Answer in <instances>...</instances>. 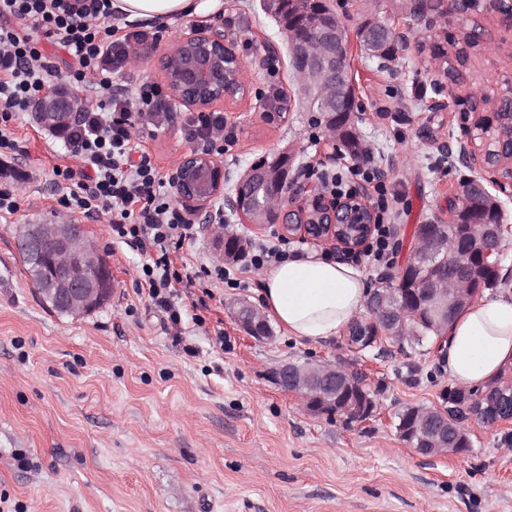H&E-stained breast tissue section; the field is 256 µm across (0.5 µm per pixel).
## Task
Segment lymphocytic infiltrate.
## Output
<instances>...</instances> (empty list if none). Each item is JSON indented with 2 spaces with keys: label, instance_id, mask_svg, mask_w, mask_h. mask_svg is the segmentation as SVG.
Returning <instances> with one entry per match:
<instances>
[{
  "label": "lymphocytic infiltrate",
  "instance_id": "obj_1",
  "mask_svg": "<svg viewBox=\"0 0 512 512\" xmlns=\"http://www.w3.org/2000/svg\"><path fill=\"white\" fill-rule=\"evenodd\" d=\"M159 38L155 31L118 30L112 23V0H0V150L16 149L10 120L28 111L58 74L43 54L41 41L58 44L70 55L68 77L73 83L99 76L97 104L86 105L79 122L56 132L81 167L61 168L54 182L65 208L88 216L108 213L113 238L149 249L142 278L154 306L175 325L181 312L173 283L182 279L191 288L195 279L180 277L173 255L193 238L194 226L172 204L150 156L144 153L138 163L130 161L136 131L164 126L173 114L159 85L116 88L111 79L133 56L153 50ZM182 128L186 138L205 151L236 140L220 112L188 113ZM375 214L373 240L351 260L386 268L397 246L393 204L387 195H379Z\"/></svg>",
  "mask_w": 512,
  "mask_h": 512
}]
</instances>
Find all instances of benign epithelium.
<instances>
[{
	"label": "benign epithelium",
	"instance_id": "7a95c632",
	"mask_svg": "<svg viewBox=\"0 0 512 512\" xmlns=\"http://www.w3.org/2000/svg\"><path fill=\"white\" fill-rule=\"evenodd\" d=\"M327 0H295L294 19L288 20V28L282 32L288 37L289 62L294 74L306 91L303 104L316 106L327 119L335 113L346 115V124L353 123V116L360 108L356 97L348 62L346 29L336 23L334 13L324 7ZM449 11L454 14L480 12L497 15L512 28V0H449ZM363 42L371 54L379 51L385 40L407 32L394 22L373 19L367 21ZM159 65L170 78L171 95L181 104L201 112L217 102L232 104L241 99L246 89L242 82L243 63L234 50L233 39L225 33L224 24H209L192 28L184 33L174 47L162 53ZM444 85L438 83L437 96L426 102L428 110L446 112L459 108L460 99L443 94ZM40 122L59 127L80 118L76 97L58 89L48 90L35 103ZM492 125L502 124L501 138L508 143V157L496 166L485 163L484 155L473 138L457 142L450 151L452 162L478 173L469 179L475 191L484 194L498 220L493 224H476L463 253L453 249L442 253L436 245L446 233L444 224L437 220L423 224L420 239L424 247L413 251L406 267L421 273L419 283L429 302L428 310L437 323L448 324V319L472 302L479 293L475 288L466 294L448 287L451 281L468 284L482 270L500 271L504 235L512 232L507 213L499 196L512 199V88L496 96L492 111L473 114ZM274 164H254L240 175L235 194L225 198V206L252 224H283L285 216L296 213L305 217L317 213L323 217L326 233L316 237L307 232L309 225L288 223L290 233L317 242L334 241L343 249L357 250L372 235L375 213L367 203L368 189L357 186L349 197L342 200L329 198L314 189L305 203L292 208L284 196L292 174V154L284 149L273 158ZM230 175L211 152L194 151L185 154L177 167L176 185L178 197L191 223L201 219L207 206L223 194L224 182ZM253 185L266 190L267 202L251 207V216L244 213V192ZM21 250L33 264L42 265L48 253L64 255L72 261L57 266L49 274L40 296L67 314L91 313L101 308L111 297L112 280L102 281L91 277L90 271L106 266L104 258L86 237L81 225L74 223L41 224L37 229L22 233L18 239ZM441 265L455 269L450 278L430 275L428 269ZM372 303L385 314L351 330L352 344L363 347L372 339L397 334V325L404 322L408 309L400 302L396 289H377L372 293ZM241 328L258 336L257 329L266 323L262 313L245 305L236 312ZM355 372L328 364H312L297 367L284 365L273 373L276 384L298 394L305 407L314 406V400L336 397V387H353Z\"/></svg>",
	"mask_w": 512,
	"mask_h": 512
}]
</instances>
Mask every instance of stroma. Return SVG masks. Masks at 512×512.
<instances>
[{
	"label": "stroma",
	"mask_w": 512,
	"mask_h": 512,
	"mask_svg": "<svg viewBox=\"0 0 512 512\" xmlns=\"http://www.w3.org/2000/svg\"><path fill=\"white\" fill-rule=\"evenodd\" d=\"M409 0H333L349 35L353 83L364 107L354 122L367 154L351 159L324 135L319 113L301 108L286 40L259 0H221L191 16L152 20L160 41L113 84L167 86L158 65L162 51L190 27L222 17L245 65L248 93L232 106L217 104L238 134L221 153L233 194L234 175L283 149L301 172L288 203L301 204L319 187L317 172L361 185L352 171L373 167L387 190L398 192L394 222L398 251L409 259L419 225L447 217L468 170L450 167L448 148L464 138L457 117L425 103L443 70L429 51L410 43L391 68L360 47L356 31L368 18H389L418 29ZM435 39L455 52L472 24L487 40L471 51L463 84L448 96L505 90L512 79V31L488 14L450 13L428 0ZM279 61L269 78L267 56ZM283 90L286 109L271 110L269 83ZM135 141L163 178L174 177L194 145L182 131L187 108ZM10 126L17 150L0 152V190L18 208L0 212V512H512V425L467 421L471 449L461 455L424 456L397 431L404 407H443L454 383L434 341L417 345L391 339L360 350L345 333L317 342L288 337L273 327L271 340L247 335L236 323L238 304H257L260 274L250 262L234 264L241 288L218 283L210 296L176 286L182 321L171 329L140 285L147 254L113 239L105 217L66 214L57 201L53 167H77L62 139L34 112ZM72 221L108 263L116 285L111 300L84 315L54 312L38 296L17 249L28 224ZM214 224L197 227L195 240L175 256L178 272L218 258ZM342 363L361 373L377 394L372 416L345 424L343 417L305 411L299 397L276 385L284 363Z\"/></svg>",
	"instance_id": "35a3bbf8"
}]
</instances>
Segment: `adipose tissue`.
I'll use <instances>...</instances> for the list:
<instances>
[{
  "label": "adipose tissue",
  "mask_w": 512,
  "mask_h": 512,
  "mask_svg": "<svg viewBox=\"0 0 512 512\" xmlns=\"http://www.w3.org/2000/svg\"><path fill=\"white\" fill-rule=\"evenodd\" d=\"M131 19H156L200 12L193 0H114ZM264 312L300 340L336 336L366 304L370 287L354 268L315 254L299 255L261 273ZM459 386L485 385L512 368V295L484 297L451 323L441 352Z\"/></svg>",
  "instance_id": "adipose-tissue-1"
}]
</instances>
